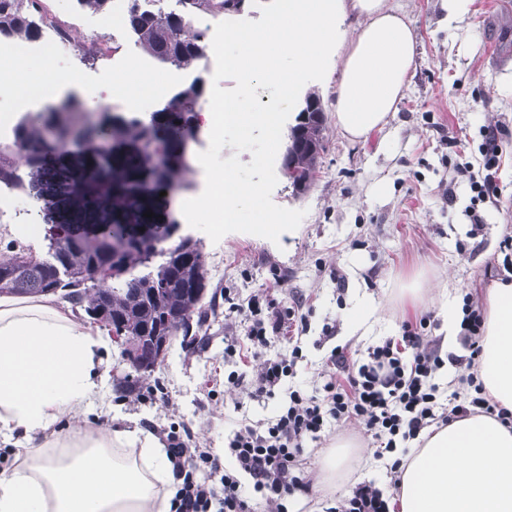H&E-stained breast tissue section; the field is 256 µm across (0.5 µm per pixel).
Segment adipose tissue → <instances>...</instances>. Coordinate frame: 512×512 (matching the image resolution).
Listing matches in <instances>:
<instances>
[{
	"mask_svg": "<svg viewBox=\"0 0 512 512\" xmlns=\"http://www.w3.org/2000/svg\"><path fill=\"white\" fill-rule=\"evenodd\" d=\"M367 24L355 38L347 13ZM224 69L272 87L259 111L240 98L224 104V125L281 136L282 114L305 84L341 58L336 124L355 142L382 130L415 68L413 31L385 0H291L288 15L224 34ZM36 73L56 89L64 74L43 59L0 65V86L23 89ZM479 376L489 397L512 410V282L488 289ZM99 330L53 295L0 296V443L16 446L0 470V512H169L176 482L165 449L140 429H93L86 414L102 381ZM353 443L340 436L317 463L324 493L339 488ZM399 512H512V429L487 416L454 420L425 436L403 463Z\"/></svg>",
	"mask_w": 512,
	"mask_h": 512,
	"instance_id": "ef3b65f1",
	"label": "adipose tissue"
}]
</instances>
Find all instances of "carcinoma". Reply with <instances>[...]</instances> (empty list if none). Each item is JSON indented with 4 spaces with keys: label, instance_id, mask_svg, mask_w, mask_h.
Wrapping results in <instances>:
<instances>
[{
    "label": "carcinoma",
    "instance_id": "obj_1",
    "mask_svg": "<svg viewBox=\"0 0 512 512\" xmlns=\"http://www.w3.org/2000/svg\"><path fill=\"white\" fill-rule=\"evenodd\" d=\"M34 2L0 0V35L38 37V16L31 10ZM230 7L229 0H176L175 7L167 11L145 9L139 0L131 4L128 26L142 49L159 63L192 71L195 76L172 95V100L180 104L179 112L158 110L145 119L120 115L106 118L112 141L123 150L96 153V174L118 176L119 190L112 194V215L125 217L129 224L157 223L156 218L144 216L154 210L148 198L155 190L190 187V167L182 160V151L200 129L198 105L206 90L201 74L206 68L201 66L204 44L185 24L197 13L229 15ZM306 98L314 108L296 125L295 150L284 165L293 167L309 188L326 149V114L316 91H308ZM82 118L80 102L75 97L60 112L25 115L15 125L12 138L0 140V184L19 192L41 185L46 162L38 156V149L44 129L63 132ZM151 139L164 161L144 179L139 145ZM69 187L64 182L49 193L60 205V209L44 213L51 229L69 233L70 225L55 223L65 212L81 220L92 215L99 227L112 224V215L99 207L85 205L76 211L65 207ZM54 261L52 265L22 255L0 259V294L41 295L52 288L89 317L104 313L111 325V336L171 338L181 331L186 337L193 315L202 314L201 302L208 282L206 259L199 241L189 234L178 236V243L164 251L158 250L152 239H127L121 232L78 236L71 246L54 255ZM57 265L63 269L61 278L56 274ZM98 267L110 274L95 282L92 273Z\"/></svg>",
    "mask_w": 512,
    "mask_h": 512
}]
</instances>
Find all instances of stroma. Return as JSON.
Listing matches in <instances>:
<instances>
[{"mask_svg":"<svg viewBox=\"0 0 512 512\" xmlns=\"http://www.w3.org/2000/svg\"><path fill=\"white\" fill-rule=\"evenodd\" d=\"M415 35L416 67L384 130L367 141L350 142L336 125L334 104L339 68L313 82L326 110V150L314 184L295 195L286 177L272 192L281 207L304 211L299 227L278 241L243 233L215 242L201 238L208 286L203 317L192 320L196 347L173 336L161 365L140 378L136 391L125 389L131 369L121 347L107 342L106 386L95 397L89 427L126 426L163 436L170 429L190 428L195 441L217 456L223 468L233 466L224 439L241 421L273 417L287 402L286 390L251 399L226 394L224 374L231 370L254 376L259 363L235 362L224 354V294L251 293L279 268L283 280L271 297L303 298L310 308V328L302 337L303 358L291 385L315 391L320 372L335 347L357 353L399 335L405 319L430 315L432 334L443 341L446 325L437 305H415L403 288L421 278L430 295L451 288L456 298L483 296L497 280L512 279V257L499 249L512 235V158L499 175L497 203L473 204L467 185L454 181L457 162L437 132L452 131L477 157L485 127L512 129V0H472L469 14L450 24L442 0H399ZM77 27L76 42L61 68L75 64L95 70L102 61L93 43L109 41L97 16L76 9L75 0H60ZM481 224H472L471 212ZM374 301L373 318L351 330L347 312L360 298ZM153 391L152 399L142 394ZM356 444L352 471L343 475L334 500L349 497L361 481H386V469L374 457L375 443L361 424L347 421L326 430L321 441L308 443L299 461L303 476L336 442L339 434Z\"/></svg>","mask_w":512,"mask_h":512,"instance_id":"obj_1","label":"stroma"}]
</instances>
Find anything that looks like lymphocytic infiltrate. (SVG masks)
Here are the masks:
<instances>
[{
    "instance_id": "obj_1",
    "label": "lymphocytic infiltrate",
    "mask_w": 512,
    "mask_h": 512,
    "mask_svg": "<svg viewBox=\"0 0 512 512\" xmlns=\"http://www.w3.org/2000/svg\"><path fill=\"white\" fill-rule=\"evenodd\" d=\"M511 145V129L487 127L478 158L456 167V179L468 183L478 201H496L498 175ZM228 311L245 317L249 325L242 337L237 336L235 325H227V354L258 357L262 363L254 382H246L233 371L224 379L225 388L252 397L274 394L303 358L299 335L305 331L307 319L302 302L280 307L251 294L230 302ZM462 313L461 328L469 354L457 381L470 388L469 396L454 392L447 403L439 402L435 377L443 359L431 334V320L423 316L403 321L400 336L369 348L366 357L356 358L347 348H334L319 393L292 390L287 407L273 420L242 422L227 441L235 462L233 471L221 472L218 459L196 448L192 436H170L171 458L189 464L183 484L171 500V512H250L240 491L244 474L262 494L269 512H285L288 497L311 490L310 482L295 473L306 441L320 440L334 422L354 420L363 425L378 445L377 456L392 455L388 473L394 484L400 479L402 464L398 449L409 448L430 427L477 414L496 417L511 428L512 412L486 396L479 377L484 317L473 295H465ZM275 338L287 343V353L263 358L264 349ZM327 512H391L390 497L385 489L365 481Z\"/></svg>"
}]
</instances>
